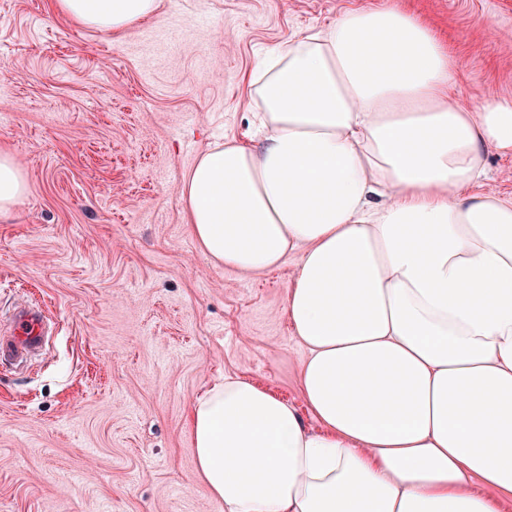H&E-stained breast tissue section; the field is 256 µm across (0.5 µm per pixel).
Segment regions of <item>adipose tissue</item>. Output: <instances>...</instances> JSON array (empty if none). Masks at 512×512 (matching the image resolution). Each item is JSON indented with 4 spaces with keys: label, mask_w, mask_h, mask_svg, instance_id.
Listing matches in <instances>:
<instances>
[{
    "label": "adipose tissue",
    "mask_w": 512,
    "mask_h": 512,
    "mask_svg": "<svg viewBox=\"0 0 512 512\" xmlns=\"http://www.w3.org/2000/svg\"><path fill=\"white\" fill-rule=\"evenodd\" d=\"M124 32L157 0H58ZM457 62L421 20L353 10L267 52L256 144L203 153L181 193L214 264H293L286 315L320 424L225 377L190 407L195 477L224 512H501L512 500V98L451 101ZM0 150V215L25 196ZM486 161L488 167V176L481 185V190L498 195L505 199H512V180L509 174L512 172V156L502 155L491 149L487 150ZM509 179V180H507ZM495 191L491 192L489 189Z\"/></svg>",
    "instance_id": "adipose-tissue-1"
}]
</instances>
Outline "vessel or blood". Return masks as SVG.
Here are the masks:
<instances>
[{
	"mask_svg": "<svg viewBox=\"0 0 512 512\" xmlns=\"http://www.w3.org/2000/svg\"><path fill=\"white\" fill-rule=\"evenodd\" d=\"M9 323L10 335L0 338V361L19 367L42 350L46 323L41 311L24 302L14 306Z\"/></svg>",
	"mask_w": 512,
	"mask_h": 512,
	"instance_id": "vessel-or-blood-1",
	"label": "vessel or blood"
}]
</instances>
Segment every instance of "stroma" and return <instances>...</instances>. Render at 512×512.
I'll return each instance as SVG.
<instances>
[{
  "instance_id": "stroma-1",
  "label": "stroma",
  "mask_w": 512,
  "mask_h": 512,
  "mask_svg": "<svg viewBox=\"0 0 512 512\" xmlns=\"http://www.w3.org/2000/svg\"><path fill=\"white\" fill-rule=\"evenodd\" d=\"M395 7L457 60L449 93L512 96V0H159L119 36L55 0H0V149L27 192L0 217V327L16 301L50 334L0 365V512H224L195 479L190 406L236 376L288 400L306 351L287 264H212L181 188L196 159L251 140L262 55L350 10Z\"/></svg>"
}]
</instances>
